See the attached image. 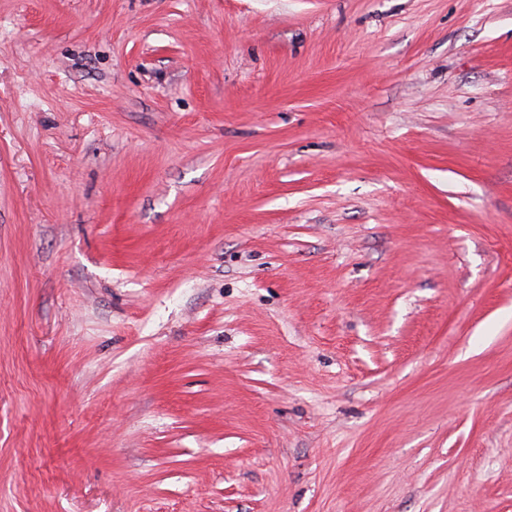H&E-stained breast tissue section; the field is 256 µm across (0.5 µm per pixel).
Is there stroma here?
Segmentation results:
<instances>
[{
  "label": "stroma",
  "instance_id": "35a3bbf8",
  "mask_svg": "<svg viewBox=\"0 0 512 512\" xmlns=\"http://www.w3.org/2000/svg\"><path fill=\"white\" fill-rule=\"evenodd\" d=\"M0 512H512V0H0Z\"/></svg>",
  "mask_w": 512,
  "mask_h": 512
}]
</instances>
